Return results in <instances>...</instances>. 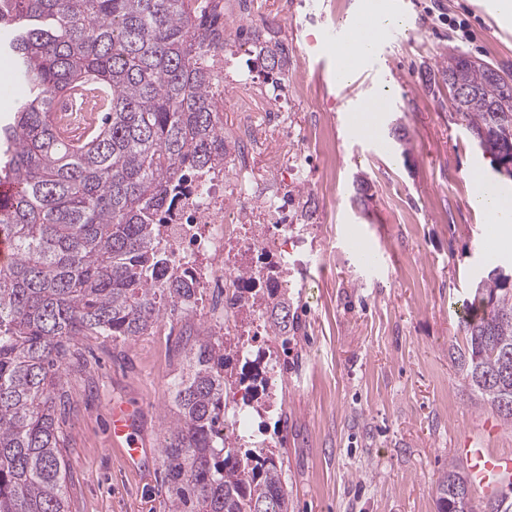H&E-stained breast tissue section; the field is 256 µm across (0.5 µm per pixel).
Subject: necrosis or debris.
I'll use <instances>...</instances> for the list:
<instances>
[{"label": "necrosis or debris", "instance_id": "obj_1", "mask_svg": "<svg viewBox=\"0 0 512 512\" xmlns=\"http://www.w3.org/2000/svg\"><path fill=\"white\" fill-rule=\"evenodd\" d=\"M269 114L266 131H249L235 141L230 165L188 174L172 210L163 217V242L178 270L198 288L211 335L224 333V309L243 305L249 289L285 288L294 264L293 240L305 228L288 216V184L303 179V157L278 152L270 173L256 177L250 164L268 134L288 128V114L277 98H263Z\"/></svg>", "mask_w": 512, "mask_h": 512}]
</instances>
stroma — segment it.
<instances>
[{"instance_id":"stroma-1","label":"stroma","mask_w":512,"mask_h":512,"mask_svg":"<svg viewBox=\"0 0 512 512\" xmlns=\"http://www.w3.org/2000/svg\"><path fill=\"white\" fill-rule=\"evenodd\" d=\"M492 0H403L409 33L388 44L378 72L336 81L331 30L362 0H251L278 19L289 50L288 110L311 186L322 176L318 136L336 152L331 191L312 200L313 224L294 251L287 338L255 337L277 360L275 404L261 437L283 456L289 512H437L435 485L456 437L476 432L489 407L463 380L451 348L463 344L474 284L493 265H512V247L487 256L468 173L494 171L448 99L429 81L454 49L512 73V27ZM224 128L261 112L237 100V80L266 73L248 36L224 50ZM386 92L378 140L355 134L361 102ZM403 125L409 141L392 136ZM364 179L357 193L355 179ZM377 266H364L360 249ZM201 314L165 318L154 336H92L76 346L65 376L72 512H167L161 452L174 412L171 379L187 371V334ZM137 408L145 456L130 469L112 444L114 402Z\"/></svg>"}]
</instances>
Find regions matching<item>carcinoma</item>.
<instances>
[{
    "instance_id": "1",
    "label": "carcinoma",
    "mask_w": 512,
    "mask_h": 512,
    "mask_svg": "<svg viewBox=\"0 0 512 512\" xmlns=\"http://www.w3.org/2000/svg\"><path fill=\"white\" fill-rule=\"evenodd\" d=\"M209 0H0V52L27 78L17 109L0 121V512H71L65 367L89 336L129 340L156 333L162 315L186 313L197 289L159 247L157 219L190 172L224 161V99L209 54L231 33ZM273 89L288 74V47L250 32ZM101 77L100 122L82 141L58 138L53 102ZM443 81L464 89L456 114L493 163L512 156V74L454 52ZM456 361L483 404L512 424V284L492 268L474 285ZM269 330L288 336V292L252 296ZM239 341L202 338L175 382L174 420L162 452L168 512H288L283 456L231 440L219 428L233 386L260 412L273 398L268 370L234 376ZM462 462L436 487L437 512H475ZM481 512H512V490Z\"/></svg>"
}]
</instances>
